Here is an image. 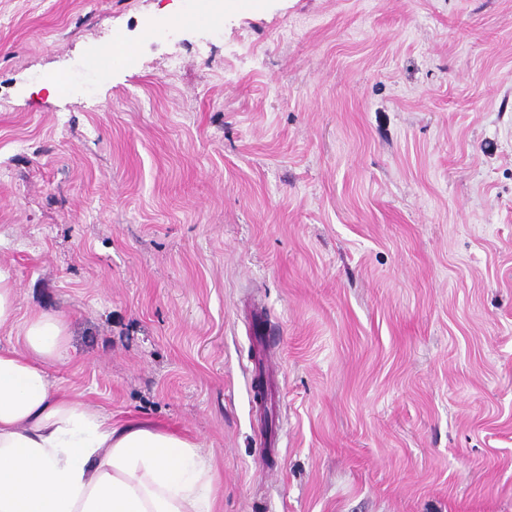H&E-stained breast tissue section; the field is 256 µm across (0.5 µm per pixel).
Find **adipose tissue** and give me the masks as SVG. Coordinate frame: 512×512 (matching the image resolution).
<instances>
[{
	"instance_id": "obj_1",
	"label": "adipose tissue",
	"mask_w": 512,
	"mask_h": 512,
	"mask_svg": "<svg viewBox=\"0 0 512 512\" xmlns=\"http://www.w3.org/2000/svg\"><path fill=\"white\" fill-rule=\"evenodd\" d=\"M16 284L0 268V512H215L198 446L61 393L46 367L61 360L57 315L18 317Z\"/></svg>"
}]
</instances>
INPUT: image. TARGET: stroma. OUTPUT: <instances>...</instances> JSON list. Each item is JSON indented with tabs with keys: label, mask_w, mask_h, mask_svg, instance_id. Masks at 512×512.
<instances>
[{
	"label": "stroma",
	"mask_w": 512,
	"mask_h": 512,
	"mask_svg": "<svg viewBox=\"0 0 512 512\" xmlns=\"http://www.w3.org/2000/svg\"><path fill=\"white\" fill-rule=\"evenodd\" d=\"M191 4L0 0L50 380L197 443L219 512H512V0ZM194 6L190 11L191 14L169 20L170 26H176L181 24L190 23L201 18H206L208 21L215 22L217 18L224 16V11L227 6V2L223 0H194Z\"/></svg>",
	"instance_id": "35a3bbf8"
}]
</instances>
